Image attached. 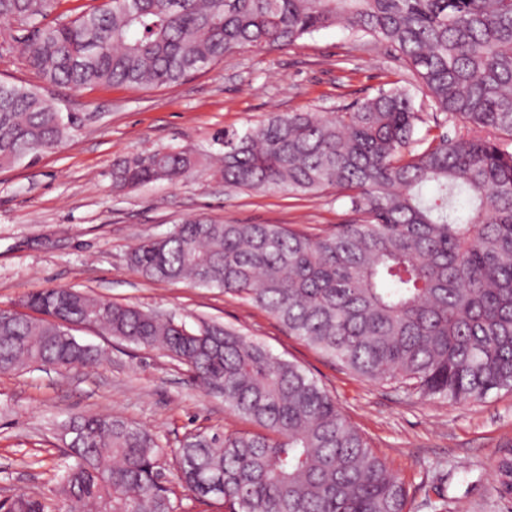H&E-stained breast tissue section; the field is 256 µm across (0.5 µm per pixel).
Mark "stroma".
Listing matches in <instances>:
<instances>
[{
	"label": "stroma",
	"mask_w": 512,
	"mask_h": 512,
	"mask_svg": "<svg viewBox=\"0 0 512 512\" xmlns=\"http://www.w3.org/2000/svg\"><path fill=\"white\" fill-rule=\"evenodd\" d=\"M396 80L413 76L393 52L332 27L288 48L235 52L170 86L41 84L63 111L86 120L54 152L0 169V308L19 311L29 295L64 287L174 318L192 331L224 324L311 373L405 482L414 512H512V495L501 493L497 478L500 460L512 456V393L455 404L407 394L392 382H367L240 296L150 281L128 263L133 247L189 217L313 232L355 220L332 189L309 196L233 189L202 171L119 190L112 164L162 148L209 154L218 149V130L242 132L274 112H342ZM73 334L106 348L107 359L0 374V498L55 497L65 450L60 424L72 414L121 415L168 448L198 432L252 430L186 365L91 328Z\"/></svg>",
	"instance_id": "1"
}]
</instances>
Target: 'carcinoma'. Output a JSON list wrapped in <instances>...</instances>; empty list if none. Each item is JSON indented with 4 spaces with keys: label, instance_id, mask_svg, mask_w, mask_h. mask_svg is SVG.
Instances as JSON below:
<instances>
[{
    "label": "carcinoma",
    "instance_id": "1",
    "mask_svg": "<svg viewBox=\"0 0 512 512\" xmlns=\"http://www.w3.org/2000/svg\"><path fill=\"white\" fill-rule=\"evenodd\" d=\"M57 0H0V36L50 84H176L241 49L296 44L342 26L398 54L435 113L396 85L345 112L273 113L221 150L143 152L113 163L116 188L187 178L315 195L334 189L358 222L323 233L188 218L141 242L130 265L245 297L359 378L451 402L512 392V0H104L46 22ZM77 120L36 86L0 81V167L56 150ZM427 126L424 135L418 128ZM40 314L0 317V373L98 363L101 347L59 331L104 334L187 365L257 432L191 434L167 449L120 415L70 416L58 495L64 512H178L175 480L224 512H411L404 481L373 453L330 393L299 364L218 323H182L76 289L27 298ZM512 495V458L498 465ZM221 479L219 493L205 482ZM0 512H57L0 499Z\"/></svg>",
    "mask_w": 512,
    "mask_h": 512
}]
</instances>
